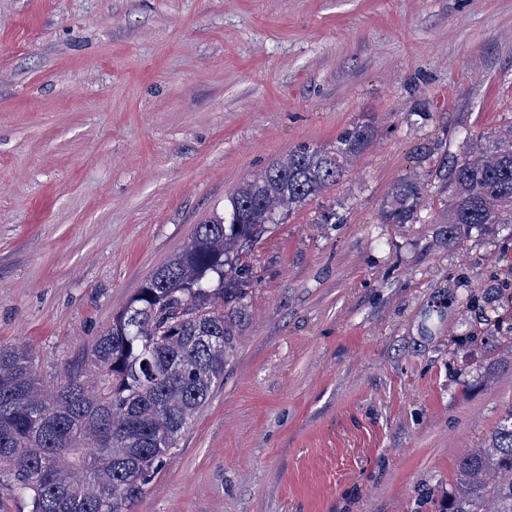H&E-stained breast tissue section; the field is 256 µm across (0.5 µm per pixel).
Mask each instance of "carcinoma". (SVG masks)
<instances>
[{
    "label": "carcinoma",
    "mask_w": 512,
    "mask_h": 512,
    "mask_svg": "<svg viewBox=\"0 0 512 512\" xmlns=\"http://www.w3.org/2000/svg\"><path fill=\"white\" fill-rule=\"evenodd\" d=\"M356 124L329 148L300 145L224 197V215L196 227L86 351L94 376L67 370L45 387L29 354L0 345V481L28 512H135L152 479L224 383L227 349L254 284L250 254L272 225L336 184L367 147ZM428 180L403 178L385 224L418 219ZM447 196L448 243L470 229L512 224V128L473 145L434 171ZM478 310L512 309V283L482 289ZM512 512V410L480 448L459 462L448 508Z\"/></svg>",
    "instance_id": "1"
}]
</instances>
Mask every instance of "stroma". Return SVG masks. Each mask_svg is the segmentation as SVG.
Returning a JSON list of instances; mask_svg holds the SVG:
<instances>
[{
  "instance_id": "obj_1",
  "label": "stroma",
  "mask_w": 512,
  "mask_h": 512,
  "mask_svg": "<svg viewBox=\"0 0 512 512\" xmlns=\"http://www.w3.org/2000/svg\"><path fill=\"white\" fill-rule=\"evenodd\" d=\"M343 178L254 250L224 382L138 512H418L512 409L467 293L512 230L448 244L392 188L512 126V0H0V343L55 387L224 197L354 124ZM336 210L340 221L320 223Z\"/></svg>"
}]
</instances>
